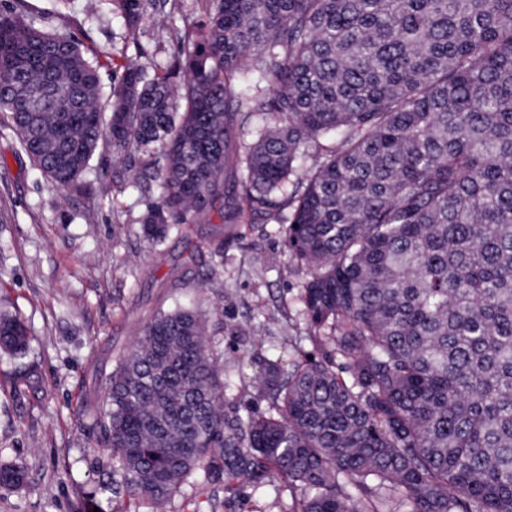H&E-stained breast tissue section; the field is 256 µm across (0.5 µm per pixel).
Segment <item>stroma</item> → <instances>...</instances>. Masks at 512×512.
<instances>
[{
  "instance_id": "1",
  "label": "stroma",
  "mask_w": 512,
  "mask_h": 512,
  "mask_svg": "<svg viewBox=\"0 0 512 512\" xmlns=\"http://www.w3.org/2000/svg\"><path fill=\"white\" fill-rule=\"evenodd\" d=\"M86 2L0 0V12L21 11L39 28L70 35L100 60L107 91L118 83L112 62L123 54H139L152 68L169 65L176 43L168 32L150 22L129 32L111 0L93 13ZM129 177L126 160L105 141L84 175L87 191L58 192L0 123V303L29 336L26 360L0 352V464L19 463L27 477L23 489L0 490V512H72L81 493L97 486L85 464L99 451L88 409L156 309L199 300L213 306L208 334L228 367L224 397L243 415L268 408L255 388L267 361L287 365L318 351L301 314L308 271L287 253L285 225L241 212L224 227V272L216 280L206 225L151 244L139 218L160 188H132ZM102 180L111 184L104 197L95 191ZM28 361L35 379L17 386ZM290 501L284 482L218 503L188 486L170 512H280Z\"/></svg>"
}]
</instances>
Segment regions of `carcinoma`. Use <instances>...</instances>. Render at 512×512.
Masks as SVG:
<instances>
[{"instance_id": "1", "label": "carcinoma", "mask_w": 512, "mask_h": 512, "mask_svg": "<svg viewBox=\"0 0 512 512\" xmlns=\"http://www.w3.org/2000/svg\"><path fill=\"white\" fill-rule=\"evenodd\" d=\"M208 2L180 32L161 0H112L177 47L164 71L122 56L108 96L77 41L1 13L0 116L65 192L106 138L149 154L131 180L159 183L152 241L218 238L244 208L288 225L322 355L268 362L269 410L230 415L207 314L157 310L92 412L107 480L76 512L161 508L199 474L210 499L277 477L289 512H512V0ZM28 345L1 306L0 349ZM25 485L0 464V489Z\"/></svg>"}]
</instances>
